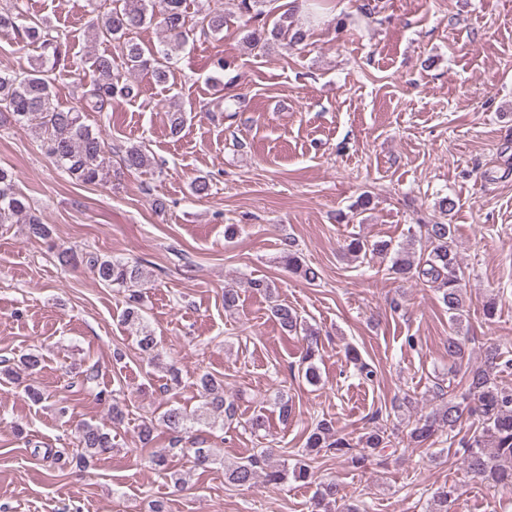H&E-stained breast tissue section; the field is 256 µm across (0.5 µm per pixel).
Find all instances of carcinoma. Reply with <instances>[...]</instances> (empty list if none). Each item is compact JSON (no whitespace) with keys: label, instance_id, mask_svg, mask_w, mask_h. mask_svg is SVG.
I'll list each match as a JSON object with an SVG mask.
<instances>
[{"label":"carcinoma","instance_id":"obj_1","mask_svg":"<svg viewBox=\"0 0 512 512\" xmlns=\"http://www.w3.org/2000/svg\"><path fill=\"white\" fill-rule=\"evenodd\" d=\"M206 0H197L201 31L219 34L224 27V14L245 19V41L254 48H263L271 39L300 44L308 36L307 30L290 21V14L281 15L271 28L266 24L263 4L267 0H224V12L206 7ZM158 21L165 33L162 45L144 50L129 38L133 30L148 21ZM12 30L23 34V41L37 52L31 68L23 71L0 72V123L12 121L28 126L39 135L43 147L55 165L71 178L84 184H106L112 179L110 160L106 158L99 133L85 122V113L103 112L119 99L133 96L134 88L125 74L146 72L157 83H165L171 75L174 56L188 44L195 27L188 25L187 0H109L101 27L96 35L114 42L120 50L121 66L104 55L90 54L84 61L79 83L82 94L78 104L64 109L58 105L52 87L61 76L71 73L69 50L65 39L46 21L27 15L20 6L0 8V31ZM126 169L141 171L154 166L143 146L131 145L123 155ZM0 224H24L29 236L40 239L51 237V229L32 209L28 197L15 185V176L0 167ZM454 225L448 223L418 224L409 230L406 242L392 246L389 241H369L353 238L347 249L354 256L392 255L390 270L398 275H415L432 284L439 299L448 308L452 320L460 321L464 299L461 281L463 270L453 248ZM425 243L419 253L416 244ZM60 266L67 268L86 264L96 279L112 288L126 289L142 281L143 272L137 260L100 256L96 253L78 255L67 248L56 253ZM288 267L313 283L318 272L302 263L299 253L290 248L284 255ZM271 313L281 328L289 334H301L304 341L302 374L307 383L320 380L315 363L318 356L320 332L307 324L299 313L286 304L275 303ZM123 321L135 329L139 350L152 361L160 359V342L145 323L142 292L133 290L126 300ZM505 351L497 346L488 350L487 367L468 372L467 389L460 397L448 401L442 408L419 421L408 434L409 442L421 446L436 435L454 439V432L473 416L479 417L481 426L469 437L460 440L467 468L475 475L496 485L512 486V387L497 380L493 370L512 367V359L504 358ZM43 356L30 352L19 360L0 359V374L12 376L21 371L34 374L41 370ZM204 391L201 405L189 413L181 407H169L159 420L174 438L181 437L192 424L213 425L216 419L231 420L236 415L234 402L224 398V383L213 375L200 376ZM100 401L110 403L112 423L123 419L120 398L116 391L104 389L96 392ZM76 448L73 457L87 463L98 455L111 452L114 436L103 427L85 422L73 435ZM206 440L195 438L194 447L187 449L196 469H207L216 463L215 449L205 447ZM385 430L373 427L361 435L357 442L336 436L332 421L319 420L308 433L305 454L322 451L349 456L355 465L364 466L373 453L387 447ZM268 452L248 456L224 464V477L233 485L250 487L259 477V468ZM308 482L314 473L304 460L293 465L286 463L264 470L268 484L279 485L288 478ZM340 489L334 482L319 484L311 502L310 512H336Z\"/></svg>","mask_w":512,"mask_h":512}]
</instances>
